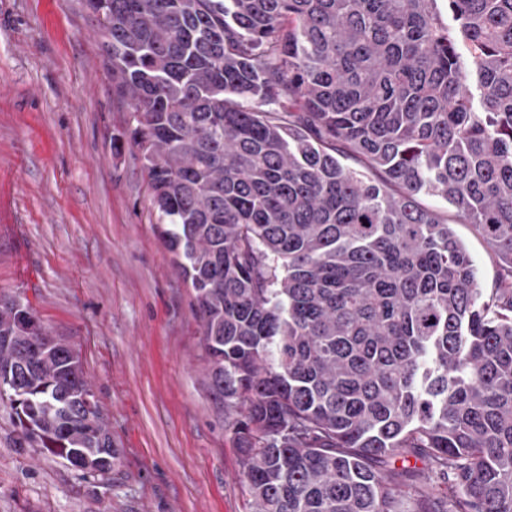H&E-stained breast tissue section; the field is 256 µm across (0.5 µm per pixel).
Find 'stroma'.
<instances>
[{"mask_svg": "<svg viewBox=\"0 0 512 512\" xmlns=\"http://www.w3.org/2000/svg\"><path fill=\"white\" fill-rule=\"evenodd\" d=\"M131 122L84 0H0V299L79 351L118 450L95 480L19 447L0 403V512H250ZM455 231L494 288L497 255Z\"/></svg>", "mask_w": 512, "mask_h": 512, "instance_id": "obj_1", "label": "stroma"}]
</instances>
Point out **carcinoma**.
I'll use <instances>...</instances> for the list:
<instances>
[{"label":"carcinoma","mask_w":512,"mask_h":512,"mask_svg":"<svg viewBox=\"0 0 512 512\" xmlns=\"http://www.w3.org/2000/svg\"><path fill=\"white\" fill-rule=\"evenodd\" d=\"M85 5L251 512H512V0ZM0 401L20 447L112 471L79 356L18 300ZM403 454L446 491H404ZM457 235L464 241L480 277L481 287L487 292L497 281L500 261L470 224H454Z\"/></svg>","instance_id":"carcinoma-1"}]
</instances>
